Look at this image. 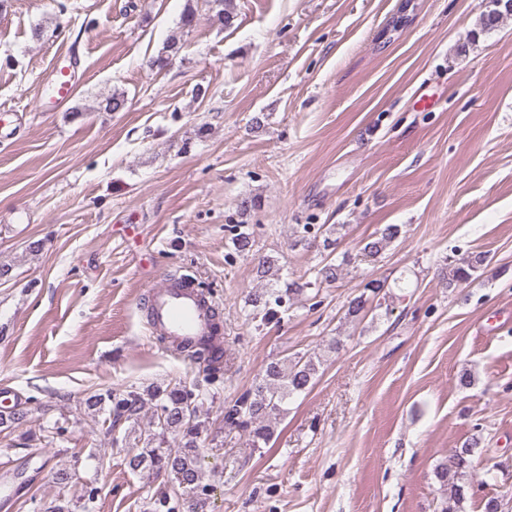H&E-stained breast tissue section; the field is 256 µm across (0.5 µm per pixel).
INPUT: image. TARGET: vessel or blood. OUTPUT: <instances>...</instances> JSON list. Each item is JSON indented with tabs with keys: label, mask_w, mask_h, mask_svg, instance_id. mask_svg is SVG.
<instances>
[{
	"label": "vessel or blood",
	"mask_w": 512,
	"mask_h": 512,
	"mask_svg": "<svg viewBox=\"0 0 512 512\" xmlns=\"http://www.w3.org/2000/svg\"><path fill=\"white\" fill-rule=\"evenodd\" d=\"M76 60L54 68L50 89L53 106L70 101L74 93ZM151 327L155 334L168 337L172 345H198L209 342L216 333L210 301L189 280L171 279L152 285L147 292Z\"/></svg>",
	"instance_id": "vessel-or-blood-1"
}]
</instances>
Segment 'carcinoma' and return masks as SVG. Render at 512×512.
I'll use <instances>...</instances> for the list:
<instances>
[{
	"mask_svg": "<svg viewBox=\"0 0 512 512\" xmlns=\"http://www.w3.org/2000/svg\"><path fill=\"white\" fill-rule=\"evenodd\" d=\"M209 3L213 18L220 25L229 27L233 24V0H209ZM506 16H512V11H503L496 16L481 13L477 21L479 32L496 30ZM229 233L236 254H248L253 246L252 225L234 224ZM401 236L402 225L387 224L364 242L363 253L376 258ZM486 261L487 253L482 251H472L449 261L448 271L443 276L445 287L452 289L468 282ZM342 275L343 264L331 260L318 270V278L326 282H334ZM310 286L309 281L292 280L283 290L262 288L254 291L248 299L253 307L252 319L272 322L286 301L304 295ZM384 288L385 283L381 280L368 281L363 291L345 305V318L357 319ZM183 353L189 360L205 364L211 379L224 373V346L218 336L208 345L185 346ZM321 364V356L308 353L271 359L250 389L220 408L224 425L246 434L255 448L269 444L274 436V424L287 412L288 400L314 385ZM205 402L206 395L198 386L181 383L153 386L144 391L135 387L115 392L106 389L86 399L87 408L106 414L104 436L114 440L120 438L137 449V453L126 458V466L131 472L147 470L169 478L168 488L150 503L149 512H176L180 499L186 494L195 497L196 506H205L211 484L206 482L198 444L203 424L200 416ZM147 407L152 411L150 427L139 433L135 425ZM481 444V435H472L454 451L449 463L435 469L440 486L448 491L447 509L453 512H462L463 503L468 499L470 486L459 483V480L473 468ZM70 479L71 474L65 470L56 473L62 494L52 512H71L72 500L63 494Z\"/></svg>",
	"mask_w": 512,
	"mask_h": 512,
	"instance_id": "carcinoma-1",
	"label": "carcinoma"
}]
</instances>
